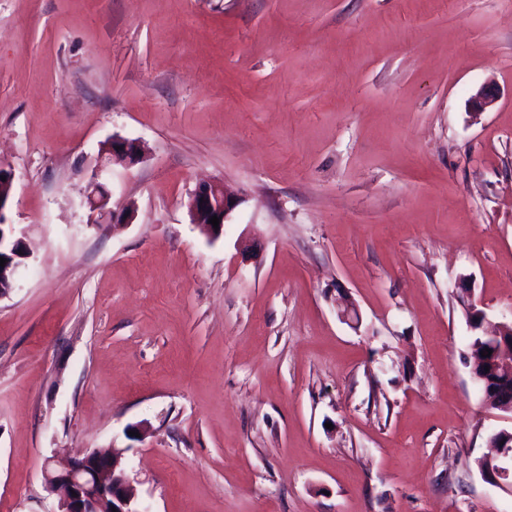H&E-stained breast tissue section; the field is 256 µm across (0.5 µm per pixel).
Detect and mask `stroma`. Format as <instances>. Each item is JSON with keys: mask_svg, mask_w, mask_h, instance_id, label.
Masks as SVG:
<instances>
[{"mask_svg": "<svg viewBox=\"0 0 512 512\" xmlns=\"http://www.w3.org/2000/svg\"><path fill=\"white\" fill-rule=\"evenodd\" d=\"M0 167V512L85 448L149 512H512L458 298L512 318V0H0ZM116 146H119V149H116ZM138 151H140L138 141L124 138H112L106 148V153L112 159V163L125 165H133L139 159ZM110 198L111 192L107 183L100 181L97 176L93 177L85 199L91 213L89 225L96 226L110 219L113 221V212L108 208ZM239 204V197L228 192L223 185L202 183L191 193L188 208L192 223L196 224L203 234L218 237L230 214ZM214 215L219 219V230H215L209 222ZM511 445L499 441L493 447L494 452L484 456L487 470L482 478L487 483L512 494V452Z\"/></svg>", "mask_w": 512, "mask_h": 512, "instance_id": "1", "label": "stroma"}]
</instances>
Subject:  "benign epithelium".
<instances>
[{
  "label": "benign epithelium",
  "mask_w": 512,
  "mask_h": 512,
  "mask_svg": "<svg viewBox=\"0 0 512 512\" xmlns=\"http://www.w3.org/2000/svg\"><path fill=\"white\" fill-rule=\"evenodd\" d=\"M497 99V91L484 86L473 96L475 109L483 111ZM138 141L112 138L106 153L112 161L132 165L140 157ZM111 192L107 183L93 177L88 186L85 204L90 211L89 225L95 226L113 218L108 208ZM240 204L236 195L219 183H202L191 193L188 208L192 223L210 237L222 233L230 214ZM219 219V229H214L209 219ZM25 246L17 229L0 230V253ZM512 322H503L494 338L500 340L501 371L496 379H488L484 392L493 395L512 382V338L506 337ZM126 449H83L63 460H49L45 468L47 489L58 495L60 512H141L134 507L135 494L131 486L125 461ZM487 463L482 478L487 483L512 494V446L502 441L495 444L493 453L484 456Z\"/></svg>",
  "instance_id": "7a95c632"
}]
</instances>
